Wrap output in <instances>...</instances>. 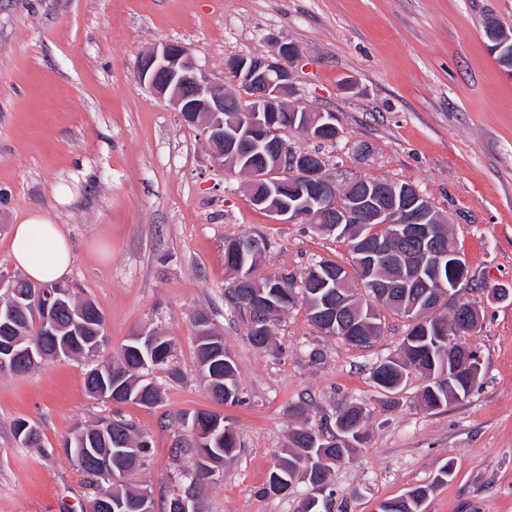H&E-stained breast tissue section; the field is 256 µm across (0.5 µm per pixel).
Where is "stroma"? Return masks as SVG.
<instances>
[{"label":"stroma","instance_id":"1","mask_svg":"<svg viewBox=\"0 0 512 512\" xmlns=\"http://www.w3.org/2000/svg\"><path fill=\"white\" fill-rule=\"evenodd\" d=\"M512 30V0H0V275H17L10 232L40 209L62 224L76 253L68 283L93 301L108 351L140 329L176 346L181 380L156 373L159 405L115 404L84 388L90 358H62L25 374L0 373V512H84L92 479L64 453L77 427L120 414L150 437L130 478L163 502L182 482L180 417L219 411L240 449L198 489L197 512H299L308 495L329 512H379L382 502L431 486L427 512H512V80L486 48L483 22ZM187 46L210 79L234 90L225 62L298 46L295 103L332 112L333 142L291 129L297 150L367 180L413 183L447 216L470 270L465 300L482 311L464 342L480 363L468 397L422 406L410 373L388 399L373 369L397 354L405 317L378 306L380 330L358 348L318 331L295 300L254 347L247 319L227 301L224 248L261 236L255 278L301 277L348 243L314 224H280L249 199L245 175L219 167L199 128L137 80L147 51ZM207 312L238 369L241 401L217 405L197 368L192 318ZM363 406L366 438L317 489L264 487L290 436L322 433L340 407ZM38 425L42 447L22 448L17 420ZM455 470L447 480L446 462Z\"/></svg>","mask_w":512,"mask_h":512}]
</instances>
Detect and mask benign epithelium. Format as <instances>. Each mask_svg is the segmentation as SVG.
<instances>
[{
	"mask_svg": "<svg viewBox=\"0 0 512 512\" xmlns=\"http://www.w3.org/2000/svg\"><path fill=\"white\" fill-rule=\"evenodd\" d=\"M298 55L293 44L282 43L267 55H233L226 66L237 74L236 107L228 106L227 94L212 83L195 63L188 47L164 42L145 53L138 65V81L160 99H166L180 113L185 123L202 129L215 162L229 169L242 167L250 178V200L265 207L279 222L326 224L336 231L340 224H376L384 238L413 243L414 250L392 255L380 240H368L360 254L373 256L394 265L398 276L382 283L384 288H430L423 269L441 272L448 267L449 282L435 278L444 291L437 301L423 307L417 321L423 327L435 325L441 318L443 303L458 311L463 330L469 334L481 326V313L474 305H463L461 288L469 280V268L463 255L439 244L432 225L444 223L443 215L434 212L431 203L416 190L400 202L385 203L370 195L346 196L345 180L329 171L325 160L313 159L288 146L283 129L276 127V113H288L291 126H299L307 136L318 139L320 133L338 130L334 113H310L299 116L291 104L295 93L288 64ZM237 112L234 120L224 118ZM293 177L302 183L300 195L306 203L292 206L279 197L280 186ZM341 273L332 268H315L309 285L334 288ZM22 357H34L32 348L14 339L0 343V363L15 364Z\"/></svg>",
	"mask_w": 512,
	"mask_h": 512,
	"instance_id": "1",
	"label": "benign epithelium"
}]
</instances>
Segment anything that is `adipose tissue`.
Instances as JSON below:
<instances>
[{"mask_svg":"<svg viewBox=\"0 0 512 512\" xmlns=\"http://www.w3.org/2000/svg\"><path fill=\"white\" fill-rule=\"evenodd\" d=\"M11 251L16 267L33 282L66 280L75 260L73 246L61 225L44 211H32L11 229Z\"/></svg>","mask_w":512,"mask_h":512,"instance_id":"adipose-tissue-1","label":"adipose tissue"}]
</instances>
